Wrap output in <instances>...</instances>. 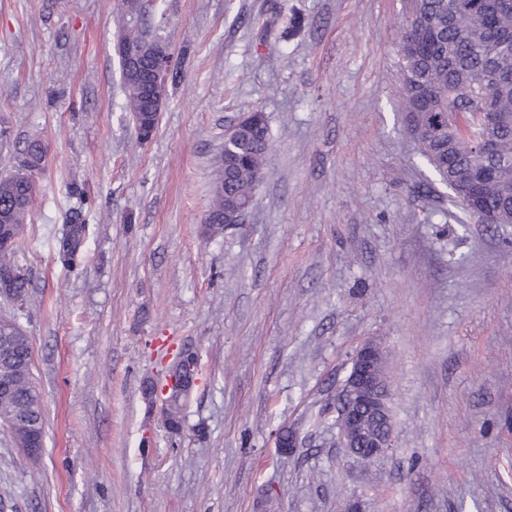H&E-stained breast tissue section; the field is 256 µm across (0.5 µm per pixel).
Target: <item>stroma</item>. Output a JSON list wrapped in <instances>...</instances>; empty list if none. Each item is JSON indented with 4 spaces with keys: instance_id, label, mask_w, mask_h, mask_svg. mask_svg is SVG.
I'll list each match as a JSON object with an SVG mask.
<instances>
[{
    "instance_id": "stroma-1",
    "label": "stroma",
    "mask_w": 512,
    "mask_h": 512,
    "mask_svg": "<svg viewBox=\"0 0 512 512\" xmlns=\"http://www.w3.org/2000/svg\"><path fill=\"white\" fill-rule=\"evenodd\" d=\"M406 0H142L168 82L140 141L122 0H0V175L46 154L20 263L39 464L0 436V512H512V224H482L405 132ZM265 113V178L208 238L224 133ZM87 226L76 270L63 224ZM395 446L336 407L363 343ZM198 354L180 433L148 393ZM298 446L281 454L280 428ZM382 351L373 343L359 346L351 357V367L336 409L340 424V444L356 459L374 462L394 447V430L381 366ZM372 414L382 427L364 437L363 418Z\"/></svg>"
}]
</instances>
